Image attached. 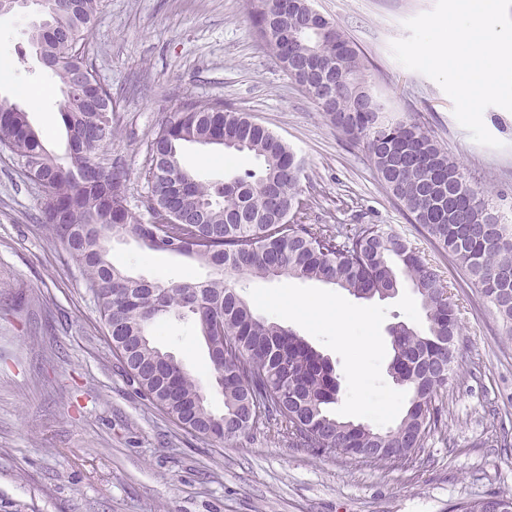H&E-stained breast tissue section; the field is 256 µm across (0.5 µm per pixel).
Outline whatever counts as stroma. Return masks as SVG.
Returning <instances> with one entry per match:
<instances>
[{"label":"stroma","mask_w":512,"mask_h":512,"mask_svg":"<svg viewBox=\"0 0 512 512\" xmlns=\"http://www.w3.org/2000/svg\"><path fill=\"white\" fill-rule=\"evenodd\" d=\"M364 54L369 81L391 113L425 125L492 203L512 218V112L485 109L501 145L475 142L453 102L431 78L400 65L390 45L407 19L435 0H312ZM251 0H102L85 46L112 93L116 136L106 155L127 176L129 201L151 193V141L188 98H220L285 140L304 163L310 224H378L418 248L442 276L462 327L461 372L444 397L442 428L404 465L318 456L296 445L280 421L218 441L189 433L130 382L112 353L76 261L41 221L44 194L0 153V504L16 512H459L464 502L512 493V340L469 276L440 251L383 189L361 147L345 138L282 70L260 41ZM37 5L0 13V99L28 110L46 149L65 156L60 87L28 41ZM184 145L181 162L208 180L257 169L250 154L217 159ZM113 262L137 278L203 281L209 267L145 250L127 237L110 243ZM239 293L259 315L292 329L335 365L337 416L377 429L402 416L406 398L388 374L389 327L420 323L409 288L365 302L316 281L243 277ZM341 300L367 309L348 341L322 323L286 316L281 303ZM156 345L196 378L214 412L224 409L194 325L175 316L152 328ZM371 341L367 350L359 341Z\"/></svg>","instance_id":"obj_1"}]
</instances>
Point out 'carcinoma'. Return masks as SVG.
<instances>
[{
  "label": "carcinoma",
  "mask_w": 512,
  "mask_h": 512,
  "mask_svg": "<svg viewBox=\"0 0 512 512\" xmlns=\"http://www.w3.org/2000/svg\"><path fill=\"white\" fill-rule=\"evenodd\" d=\"M45 22L30 41L60 83L68 152L49 154L28 112L0 101V150L43 188L44 223L79 264L112 352L139 392L196 434L220 441L246 435L262 419L288 425L302 448L321 455L364 449L371 462L404 464L443 420L439 397L457 376L461 327L447 286L410 242L376 224H305L302 160L281 137L221 99L181 103L150 148L153 193L132 211L124 172L97 163L112 144V94L80 47L101 0H37ZM260 40L282 69L352 143L363 144L385 189L438 248L464 268L512 339V224L473 187L431 133L408 118L374 112L358 46L311 0H253ZM186 143L222 146L261 161L257 172L205 181L188 171ZM213 269L205 281L130 276L109 257L113 236ZM295 278L341 288L357 299L394 297L402 281L416 294L419 325L389 327V374L408 396L394 425L376 429L330 410L340 381L329 358L276 321L254 313L236 277ZM189 317L204 340L224 410L208 407L199 380L155 346L151 327L166 315ZM461 512H512V493L496 503L470 500Z\"/></svg>",
  "instance_id": "1"
}]
</instances>
